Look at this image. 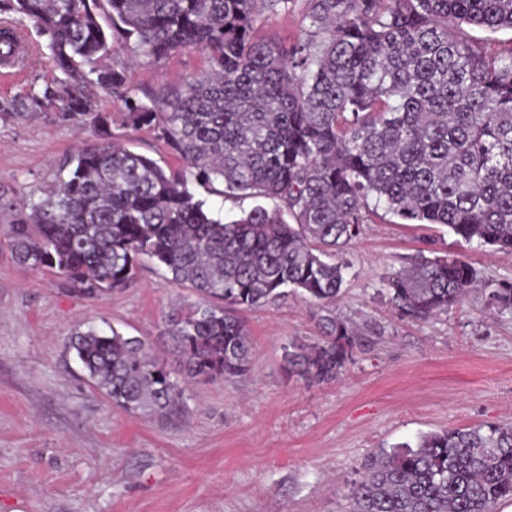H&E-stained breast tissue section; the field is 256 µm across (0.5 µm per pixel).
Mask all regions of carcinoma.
I'll return each mask as SVG.
<instances>
[{"label":"carcinoma","instance_id":"carcinoma-1","mask_svg":"<svg viewBox=\"0 0 512 512\" xmlns=\"http://www.w3.org/2000/svg\"><path fill=\"white\" fill-rule=\"evenodd\" d=\"M296 0H0V67H32L25 27L49 38L62 78L0 120L52 114L91 129L46 198L0 205L17 262L94 299L132 285L143 262L165 267L200 302L171 315L186 379L246 375L252 344L236 312L288 291L327 307L368 199L407 224H443L467 243L512 253V51L488 55L461 25L512 29V0H305L306 37L260 41L257 22ZM185 48L208 68L148 105L122 98L123 125L147 129L184 161L165 170L112 135L93 90H119L112 59L159 63ZM224 186L261 204L225 222L189 189ZM288 212L293 222L284 219ZM462 258L419 255L385 280L403 317L425 319L477 286ZM512 312V284L484 285ZM327 336L285 350L288 372L335 380L355 333L332 314ZM90 380L127 413L164 414L179 379L143 341L90 327L69 339ZM352 512H495L512 499V426L431 432L382 449L350 491Z\"/></svg>","mask_w":512,"mask_h":512}]
</instances>
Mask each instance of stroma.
Here are the masks:
<instances>
[{
  "instance_id": "obj_1",
  "label": "stroma",
  "mask_w": 512,
  "mask_h": 512,
  "mask_svg": "<svg viewBox=\"0 0 512 512\" xmlns=\"http://www.w3.org/2000/svg\"><path fill=\"white\" fill-rule=\"evenodd\" d=\"M307 28L297 4L262 19L255 36L289 44ZM27 37L38 63L18 80L0 79V98L60 75L47 36L31 29ZM115 62L141 98L180 89L206 68L193 48L157 65L131 67L123 54ZM112 133L163 167L180 164L149 132L116 121ZM91 137L41 116L0 121V193L43 189ZM420 253L462 257L482 281L512 282V254L369 206L359 235L336 255L346 275L333 310L358 337L337 380L309 384L285 370L290 343L324 336L322 307L292 292L245 313L250 373L192 380L171 412L131 417L87 378L67 337L107 322L175 368L167 319L197 294L146 263L130 287L91 300L0 246V512H350V488L379 450L512 423V313L475 292L427 319L399 316L382 280Z\"/></svg>"
}]
</instances>
